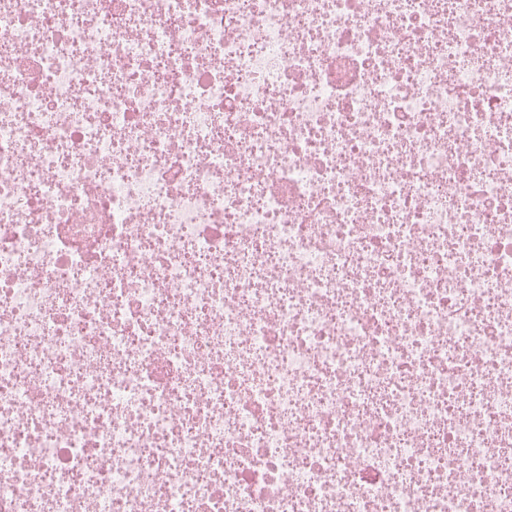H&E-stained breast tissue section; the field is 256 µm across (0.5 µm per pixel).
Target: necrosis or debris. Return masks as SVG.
Instances as JSON below:
<instances>
[{"label":"necrosis or debris","mask_w":512,"mask_h":512,"mask_svg":"<svg viewBox=\"0 0 512 512\" xmlns=\"http://www.w3.org/2000/svg\"><path fill=\"white\" fill-rule=\"evenodd\" d=\"M0 512H512V0H0Z\"/></svg>","instance_id":"4bbe7bcc"}]
</instances>
